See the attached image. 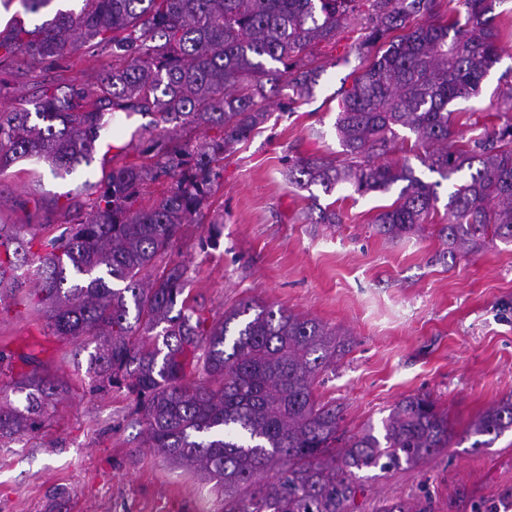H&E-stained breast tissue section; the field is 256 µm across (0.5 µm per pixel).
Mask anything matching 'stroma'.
Segmentation results:
<instances>
[{"label":"stroma","instance_id":"35a3bbf8","mask_svg":"<svg viewBox=\"0 0 512 512\" xmlns=\"http://www.w3.org/2000/svg\"><path fill=\"white\" fill-rule=\"evenodd\" d=\"M505 6L500 61L478 95L456 104L475 119L461 129L466 139L496 123L499 95L512 85V0ZM363 27V19L352 20L335 40L318 44L315 62L323 73L310 99L267 100L272 117L225 159L207 222L186 224L155 264L186 266L185 288L205 317L252 302L335 328L344 350L315 389L321 401L343 405L348 433L380 426L398 402L415 395H430L447 412L448 447L412 468L361 471L364 491L354 512L425 495L434 512H474L512 492V430L479 449L468 432L475 416L512 399V244L449 255L438 234L448 221L447 182L421 230L391 239L374 218L396 192L361 196L339 187L314 199L283 175L291 159L340 154L339 92L368 63ZM105 63L82 49L45 70L2 67L7 86L0 106L35 100L39 86L55 76L95 88ZM145 121L115 114L91 165L65 178L43 165L32 179L23 160L1 172L8 195L0 198V224H42L46 236L62 234V205L87 204L89 184L138 161L129 141ZM328 204L339 223H318L319 207ZM213 217L223 220L214 249L205 244ZM32 294L28 288L0 295V351L35 354L38 374L66 380L70 391L37 430L0 443V512H224L220 488L145 446L135 394L123 386L94 390V342L55 336Z\"/></svg>","mask_w":512,"mask_h":512}]
</instances>
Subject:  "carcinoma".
I'll use <instances>...</instances> for the list:
<instances>
[{
  "label": "carcinoma",
  "mask_w": 512,
  "mask_h": 512,
  "mask_svg": "<svg viewBox=\"0 0 512 512\" xmlns=\"http://www.w3.org/2000/svg\"><path fill=\"white\" fill-rule=\"evenodd\" d=\"M18 2L37 14L53 0ZM56 10L33 30L0 32V64L26 68L84 47L109 52L112 66L93 90L72 81L42 87L35 113L0 110V171L20 159L49 164L62 176L90 165L108 112L151 113L140 136L139 164H122L91 184L89 211L68 205L69 227L54 237L32 224L0 225V291L25 287L39 247L36 307L57 336H93L94 374L137 395L136 413L149 447L176 465L196 467L224 489V512H351L362 485L356 472L412 466L449 445L448 416L428 395L401 401L378 438L368 427L341 431L342 409L314 394L319 373L336 362L335 331L284 308L249 303L210 320L184 296L186 268L158 269L155 259L202 214L220 186L224 154L271 116L269 94L310 98L320 68L312 49L355 18L358 0H82ZM363 45H386L342 98L334 158L288 164L289 183L331 194L387 192L404 183L377 215L393 238L420 229L451 182L450 248L476 247L487 236L512 243V119L462 140L458 100L478 94L499 63L496 5L457 0L438 13L436 0H366ZM465 20H460V14ZM45 125L30 124L31 117ZM216 130L213 136L207 130ZM415 136L409 150L439 176L426 182L405 156L379 158ZM171 182L148 208L138 205L148 183ZM135 315H130V312ZM192 363L218 386L186 380ZM18 407L0 398V440L20 438L68 392L61 380L33 372L13 381ZM512 429V402L473 424L474 448ZM273 471V481L257 477ZM428 500L392 502L382 512H430Z\"/></svg>",
  "instance_id": "obj_1"
}]
</instances>
